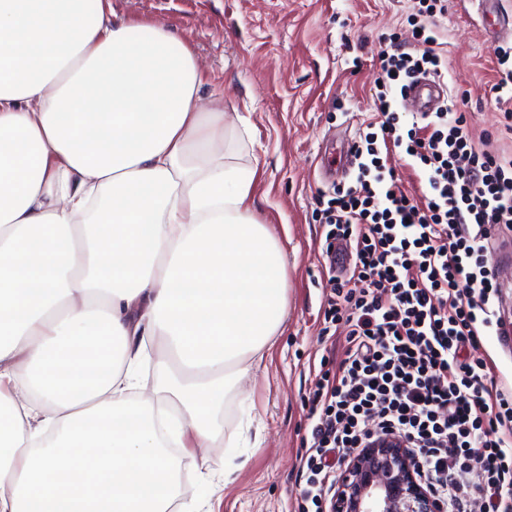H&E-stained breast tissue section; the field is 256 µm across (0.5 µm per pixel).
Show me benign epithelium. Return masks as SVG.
Masks as SVG:
<instances>
[{"label":"benign epithelium","mask_w":512,"mask_h":512,"mask_svg":"<svg viewBox=\"0 0 512 512\" xmlns=\"http://www.w3.org/2000/svg\"><path fill=\"white\" fill-rule=\"evenodd\" d=\"M332 512H444L416 480L408 443L388 435L349 458Z\"/></svg>","instance_id":"1"}]
</instances>
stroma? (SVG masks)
Returning <instances> with one entry per match:
<instances>
[{
	"mask_svg": "<svg viewBox=\"0 0 512 512\" xmlns=\"http://www.w3.org/2000/svg\"><path fill=\"white\" fill-rule=\"evenodd\" d=\"M413 0H112L119 19L155 21L189 42L206 79L203 100H224L227 133L239 135L240 161L256 166L254 209L288 257V319L261 363L224 396L215 413L240 448L226 465L233 481L219 512H297L301 442L308 432L310 370L321 336L328 280L320 224L333 186L332 142L358 141L377 114L379 52L405 33ZM438 27L449 94L461 95L474 141L512 152L504 127L512 93L490 28L468 0H448Z\"/></svg>",
	"mask_w": 512,
	"mask_h": 512,
	"instance_id": "1",
	"label": "stroma"
}]
</instances>
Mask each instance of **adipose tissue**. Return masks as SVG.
<instances>
[{"label":"adipose tissue","instance_id":"obj_1","mask_svg":"<svg viewBox=\"0 0 512 512\" xmlns=\"http://www.w3.org/2000/svg\"><path fill=\"white\" fill-rule=\"evenodd\" d=\"M187 40L112 0H0V512H170L288 314ZM185 373L147 390L153 338Z\"/></svg>","mask_w":512,"mask_h":512}]
</instances>
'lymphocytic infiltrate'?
I'll list each match as a JSON object with an SVG mask.
<instances>
[{"mask_svg": "<svg viewBox=\"0 0 512 512\" xmlns=\"http://www.w3.org/2000/svg\"><path fill=\"white\" fill-rule=\"evenodd\" d=\"M445 11L444 0H416L411 43L381 51L378 118L353 147L355 181L322 211L326 254L343 241L355 261L346 279H328L324 325L344 346L309 390L299 512H331L342 462L388 434L408 440L417 480L445 512H512V387L492 357L469 358L500 324L490 238L512 228V155L477 147L451 106L417 122L399 108L409 79L445 74ZM396 148L419 169L421 198L387 165Z\"/></svg>", "mask_w": 512, "mask_h": 512, "instance_id": "1", "label": "lymphocytic infiltrate"}]
</instances>
